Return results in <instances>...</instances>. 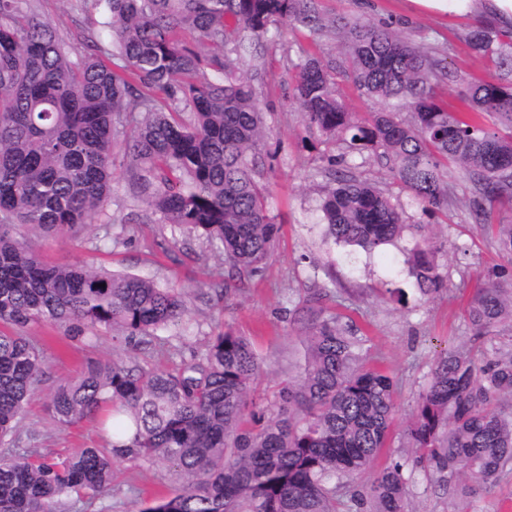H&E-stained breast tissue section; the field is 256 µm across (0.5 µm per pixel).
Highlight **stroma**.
<instances>
[{
    "instance_id": "35a3bbf8",
    "label": "stroma",
    "mask_w": 512,
    "mask_h": 512,
    "mask_svg": "<svg viewBox=\"0 0 512 512\" xmlns=\"http://www.w3.org/2000/svg\"><path fill=\"white\" fill-rule=\"evenodd\" d=\"M324 11L344 17L363 14L386 22L417 40L429 36L447 57L449 67L468 79H488L494 70L477 58L463 40L478 19L458 16L442 20L412 13L405 0H321ZM38 12L60 35L79 43L83 34L100 32L106 16L103 0H35ZM314 55L342 59L334 37L311 40L290 29L279 43L261 39L255 63L263 76L262 100L271 128L261 148L263 182L279 236L273 257L262 276L224 295L203 289L224 270L222 252L185 229L158 223L145 203L134 196L127 177H119L112 195L88 224L63 233L44 234L15 227V234L31 238L42 257L51 263L85 262L142 277L181 290L186 301V328L166 331L164 346H150L99 332L97 339H71L66 327L47 323L30 325L26 334L41 350L46 373L34 390L13 436L14 447L48 457H66L78 448H101L104 433L94 420L65 426L49 408V393L72 379L89 364L121 359L145 368H172L204 350L210 336L232 329L247 337L263 362L255 397L267 416H275V395L281 382L295 377L304 365L305 333L288 314L290 303L309 288H325L324 303L331 311L353 319L365 339L361 354L381 364L399 381L393 440L373 463L384 467L389 457L406 456V422L418 395L431 377L443 350L473 346L466 320L467 306L479 280L500 264L495 242L473 224L468 215L470 188L456 182L448 220L429 224L410 198H403L408 223L429 224L439 246L436 260L447 277L446 288L420 297L405 274L393 272L395 248L358 257L347 264L340 248L324 242L316 213L326 179L321 170L332 144L305 128V117L293 103V65L299 57ZM406 292L405 302L392 298V289ZM112 491L93 502H66L61 512H138L142 504L179 483L163 463L121 460L114 465ZM414 512H456L435 469H415L408 484Z\"/></svg>"
}]
</instances>
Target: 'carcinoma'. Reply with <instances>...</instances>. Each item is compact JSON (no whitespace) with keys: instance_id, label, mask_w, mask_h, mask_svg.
I'll return each instance as SVG.
<instances>
[{"instance_id":"1","label":"carcinoma","mask_w":512,"mask_h":512,"mask_svg":"<svg viewBox=\"0 0 512 512\" xmlns=\"http://www.w3.org/2000/svg\"><path fill=\"white\" fill-rule=\"evenodd\" d=\"M111 44L92 35L66 42L31 0H0V512H58L64 500L112 491L118 459L162 461L180 487L140 512H336L340 476L369 475L365 512H407L405 466L376 473L396 415V383L359 353L351 321L308 293L290 313L306 333L298 377L279 390L275 417L251 408L262 362L250 342L220 332L175 372L144 371L114 359L55 386V421L96 419L105 448H78L62 461L8 444L45 373L25 336L32 323L64 325L73 337L105 329L147 344L177 327L182 293L134 274L81 263L54 264L34 242L5 227L61 232L88 223L112 194L115 123L133 124L125 171L163 224H176L224 253L227 277L242 288L272 256L279 226L261 185V145L270 132L260 101L261 73L249 66L256 41L278 24L316 40L333 35L344 60L302 59L293 98L316 131L338 145L326 157L328 183L318 206L323 237L345 257L375 253L409 235L401 251L414 290L443 287L439 252L425 224L406 223L399 195L427 213L446 212L453 168L473 191V222L495 230L506 263L480 283L467 309L475 336L490 344L482 364L464 349L442 352L420 394L406 435L416 465L444 474L465 503L512 469V28L489 23L464 36L495 69L489 80H460L425 43L369 19H336L320 0H104ZM380 112L348 110L336 69ZM464 111L450 112L436 86ZM136 103L139 115L128 113ZM409 114L401 120V111ZM361 163H356V159ZM373 161L398 194L356 173Z\"/></svg>"}]
</instances>
